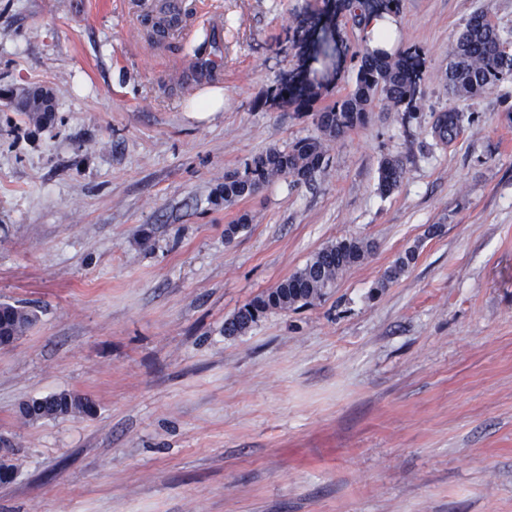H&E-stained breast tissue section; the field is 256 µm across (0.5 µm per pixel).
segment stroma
<instances>
[{
    "mask_svg": "<svg viewBox=\"0 0 512 512\" xmlns=\"http://www.w3.org/2000/svg\"><path fill=\"white\" fill-rule=\"evenodd\" d=\"M184 2L161 33L156 0H0V302L38 316L0 349L18 449L0 512H512V81L463 100L440 79L466 19L512 30V0H399L396 48L424 58L417 119L376 106L314 185L228 207L210 201L225 172L317 133L275 90L323 3ZM210 25L220 64L192 92ZM335 25L319 109L370 43L349 12ZM35 86L55 101L38 123L5 103ZM214 92L223 110L195 111ZM450 108L466 120L445 144ZM386 157L404 177L384 196ZM349 237L375 248L325 297L225 335ZM60 391L93 414L21 417ZM465 120V115L455 109H448L438 116L433 125V134L443 142L448 143L454 139L460 132ZM416 259V250H408L399 256L394 264L390 266L383 274L377 284V288H386L388 284L397 280L414 263Z\"/></svg>",
    "mask_w": 512,
    "mask_h": 512,
    "instance_id": "stroma-1",
    "label": "stroma"
}]
</instances>
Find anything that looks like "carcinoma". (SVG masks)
Returning a JSON list of instances; mask_svg holds the SVG:
<instances>
[{
    "label": "carcinoma",
    "instance_id": "1",
    "mask_svg": "<svg viewBox=\"0 0 512 512\" xmlns=\"http://www.w3.org/2000/svg\"><path fill=\"white\" fill-rule=\"evenodd\" d=\"M504 35L484 12L467 20L454 40L455 51L448 56L443 79L448 93L457 98H473L490 86L512 80V53L498 51L497 43L511 38ZM417 51L410 49L394 54L364 48L358 55L354 89L337 99L329 108L314 113L318 135L301 139L285 149L272 147L244 164L243 170L224 174V184L215 191L214 203L226 206L251 196L281 176H291L297 183L310 184L328 164L331 143L348 131L366 123L376 103L381 101L393 110L404 109L407 118H417L420 62ZM277 95L293 102L297 108L310 105L311 96L285 83ZM465 115L448 109L433 125L435 137L447 143L460 132ZM403 163L398 158L382 160L378 170V189L388 194L403 178ZM373 249L372 242L360 238L332 241L319 249L307 262L272 290L261 293L224 322V335L245 333L253 323L271 310H288L310 305L323 297L343 270L363 262ZM416 250L399 256L379 280L385 288L397 280L414 263ZM36 322V314L27 307L0 303V346H9L23 337ZM93 401L85 395L62 391L43 405L35 400L24 404V417L50 420L77 414H89Z\"/></svg>",
    "mask_w": 512,
    "mask_h": 512
}]
</instances>
